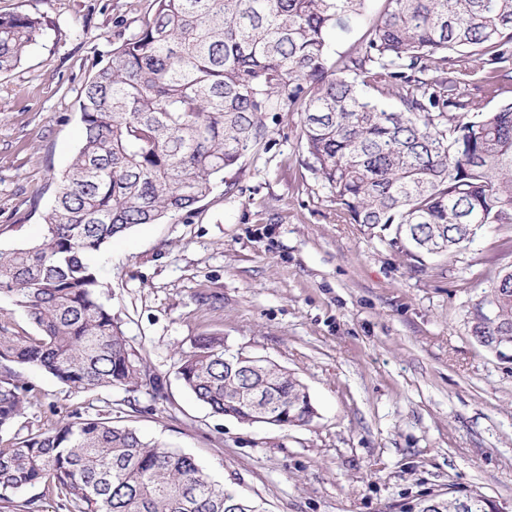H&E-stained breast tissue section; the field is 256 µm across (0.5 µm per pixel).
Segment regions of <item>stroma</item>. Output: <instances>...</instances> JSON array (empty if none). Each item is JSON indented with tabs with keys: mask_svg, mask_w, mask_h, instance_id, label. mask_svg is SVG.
Instances as JSON below:
<instances>
[{
	"mask_svg": "<svg viewBox=\"0 0 512 512\" xmlns=\"http://www.w3.org/2000/svg\"><path fill=\"white\" fill-rule=\"evenodd\" d=\"M152 0H0L44 29L0 73V249L31 243L81 141L77 94L136 32ZM385 0L338 32L354 52ZM266 144L225 171L193 216L146 224L94 256L128 343L161 393H74L27 366L35 397L20 435L74 410L107 416L193 456L267 512H400L475 489L512 512V351L471 334L470 313L512 265L496 226L451 258L418 265L404 249L338 220L308 166L300 116L269 112ZM298 376L317 410L303 426L244 425L197 401L178 354L202 336Z\"/></svg>",
	"mask_w": 512,
	"mask_h": 512,
	"instance_id": "35a3bbf8",
	"label": "stroma"
}]
</instances>
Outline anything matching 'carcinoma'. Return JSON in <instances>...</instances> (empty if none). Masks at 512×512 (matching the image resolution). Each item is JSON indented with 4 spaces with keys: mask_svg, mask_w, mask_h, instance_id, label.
Masks as SVG:
<instances>
[{
    "mask_svg": "<svg viewBox=\"0 0 512 512\" xmlns=\"http://www.w3.org/2000/svg\"><path fill=\"white\" fill-rule=\"evenodd\" d=\"M366 0H153L139 30L79 92L83 138L36 242L0 251V296L34 332L0 326V504L41 486L74 512H267L196 460L110 417L68 418L10 434L37 368L76 393L136 391L150 375L103 299L91 258L142 224L194 214L224 171L268 136L267 112H296L309 167L339 218L401 245L418 263L449 257L486 225L512 230V0H386L358 51L330 58L333 36ZM42 30L0 14V73ZM478 82L483 95L469 93ZM472 333L512 349V267L471 311ZM183 386L216 415L245 419L261 398L308 423L306 385L277 364L231 358L220 336L179 355ZM502 512L475 490L408 502L433 512Z\"/></svg>",
    "mask_w": 512,
    "mask_h": 512,
    "instance_id": "carcinoma-1",
    "label": "carcinoma"
}]
</instances>
